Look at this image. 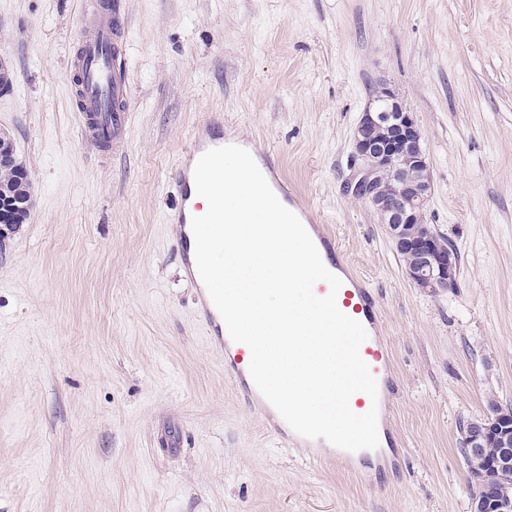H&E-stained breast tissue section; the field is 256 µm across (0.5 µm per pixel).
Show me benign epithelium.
I'll use <instances>...</instances> for the list:
<instances>
[{
    "mask_svg": "<svg viewBox=\"0 0 512 512\" xmlns=\"http://www.w3.org/2000/svg\"><path fill=\"white\" fill-rule=\"evenodd\" d=\"M353 147L362 165V175L354 187L357 197L369 203L386 226L394 250L402 254L411 245L405 235L407 224L425 223L433 188V177L423 132L396 92L383 86L369 100L353 134ZM30 180L18 159L11 136L0 131V238L26 223L33 206V195L21 199L14 184ZM418 256L404 265L406 277L418 287L446 291L457 286L459 256L446 248L436 252L431 231H418ZM467 446L471 456L483 448H497V469L512 467V426H491L472 421L467 427ZM471 512H512V500L497 498L474 500Z\"/></svg>",
    "mask_w": 512,
    "mask_h": 512,
    "instance_id": "benign-epithelium-1",
    "label": "benign epithelium"
}]
</instances>
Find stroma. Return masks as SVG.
Here are the masks:
<instances>
[{
    "mask_svg": "<svg viewBox=\"0 0 512 512\" xmlns=\"http://www.w3.org/2000/svg\"><path fill=\"white\" fill-rule=\"evenodd\" d=\"M85 0H0V129L31 179L0 241V512H470L463 427L512 405V0H118L130 112L103 155L69 99ZM425 135L457 286L408 280L350 188L378 84ZM278 155L379 293L404 448L313 468L224 376L165 215L210 114Z\"/></svg>",
    "mask_w": 512,
    "mask_h": 512,
    "instance_id": "obj_1",
    "label": "stroma"
}]
</instances>
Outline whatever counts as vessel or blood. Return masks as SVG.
Instances as JSON below:
<instances>
[{"mask_svg": "<svg viewBox=\"0 0 512 512\" xmlns=\"http://www.w3.org/2000/svg\"><path fill=\"white\" fill-rule=\"evenodd\" d=\"M111 8L110 0H88L86 14L78 34V48L71 61L75 77L73 109L78 112L83 126L97 143L105 148L111 145L125 127L129 112L128 93L119 68L125 51L126 34L118 24L108 21L107 14ZM223 127V116L214 114L194 134L189 148L175 170L174 184L178 199L166 216L169 223L181 227L177 243L185 278L196 290L203 333L211 346L223 353L224 374L239 393L264 412L269 425L281 441L291 440L306 448L311 464L318 466L324 463H338L363 469L382 465L384 447L396 443V437L392 434L386 417L382 415L378 419L381 446L374 450L351 453L321 439L309 440L298 436L252 381L246 360L248 347L233 342L226 327L217 319V311L199 277L195 256L191 251L192 234L189 226L195 209L190 206L189 201L190 186L194 182V166L205 151L225 146ZM260 164L279 200L297 213L303 225L311 226V237L318 251L325 255V267L341 279L342 286L337 294L339 309L362 323L368 333L360 348V354L377 381L378 398L373 401L368 395L357 393L352 396L350 407L358 414L366 413L374 405L383 412L394 391L393 356L383 336L381 311L375 291L351 267L337 262L336 243L331 233L326 226L312 224L306 211L299 208L295 194L278 172L272 154H261Z\"/></svg>", "mask_w": 512, "mask_h": 512, "instance_id": "vessel-or-blood-1", "label": "vessel or blood"}]
</instances>
